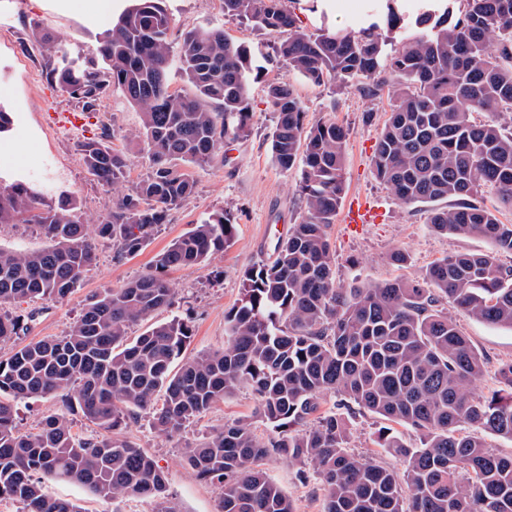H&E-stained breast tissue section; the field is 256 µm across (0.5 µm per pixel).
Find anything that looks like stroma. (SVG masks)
<instances>
[{"mask_svg":"<svg viewBox=\"0 0 512 512\" xmlns=\"http://www.w3.org/2000/svg\"><path fill=\"white\" fill-rule=\"evenodd\" d=\"M372 3L373 0H318L313 5L309 0H300L297 12L303 30L313 34L327 25L355 27L372 19ZM166 5L172 36L199 25L220 24L229 39L257 51L263 76L252 89L251 133L227 144L223 159L194 167L196 187L192 198L171 213L168 223L154 231L136 256L115 258L111 244L97 241V261L74 294L62 301L43 299L17 306V313L28 318L27 330L18 337V344L63 336L79 316L88 295L121 287L146 272L155 257L193 224L224 209L235 218L236 232L229 246L206 266L168 272L175 288L172 303L129 330L134 337L153 323L181 317L190 320L193 327L186 356L222 351L227 342L224 313L241 297L243 270L265 261L263 235L267 227L292 225L299 219L301 169H280L268 150L273 115L266 86L286 73L285 66L272 56L280 34L260 31L225 16L223 0H167ZM37 25L50 31L69 56L76 58L95 46L107 23L90 14L82 0H0V106L14 114L10 132L0 137V173L25 181L44 199L65 193L77 200L86 215L106 214L114 193L87 174L77 145L110 132L112 147L129 157L123 185L131 187L147 173L144 145L133 138L141 127L140 112L115 90L99 101L85 128L69 135L59 129L64 114L80 111L81 106L52 84L49 59L33 33ZM295 89L303 102L307 123L329 118L348 131L346 199L358 198L383 209L379 221L357 230L340 217L327 227L338 287H361L393 279L416 282L438 259L489 251L490 245L483 238L437 232L427 222L425 205L403 204L375 180L371 155L392 108L390 97L367 98L353 87L335 91L300 78L295 81ZM398 249L407 254L405 264L392 260ZM443 308L461 325L484 361L482 377L470 387L472 395L486 398L500 391L497 368L501 362L512 361V330L470 318L449 302ZM255 406L252 393L243 388L173 436H158L145 418L125 422L122 433L154 456L167 476L168 494L182 512H219L218 486L199 479L186 465L184 453L214 428L253 415ZM385 425V420L375 414L353 413L348 449L403 472L402 458L377 445L378 432ZM261 465L292 500L296 512H323L322 491L314 478L301 476V463L272 452ZM42 483L49 495L76 502L85 512H155L154 502L148 499L115 503L66 482L46 477Z\"/></svg>","mask_w":512,"mask_h":512,"instance_id":"obj_1","label":"stroma"}]
</instances>
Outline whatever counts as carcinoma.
I'll return each instance as SVG.
<instances>
[{"label": "carcinoma", "instance_id": "obj_1", "mask_svg": "<svg viewBox=\"0 0 512 512\" xmlns=\"http://www.w3.org/2000/svg\"><path fill=\"white\" fill-rule=\"evenodd\" d=\"M286 2L224 0V14L286 34L276 58L316 86L354 84L365 96L388 88L395 103L373 153L375 178L404 204H434L435 230L480 236L491 251L434 262L425 288L403 280L336 287L326 228L346 192L347 132L331 119L305 124L303 103L284 77L267 85L276 113L269 150L283 170L301 164L305 208L278 238L276 258L243 271L242 297L224 313V351L184 358L192 337L184 318L132 340L127 331L170 304L168 271L204 266L231 243L227 210L174 240L151 271L88 296L64 336L17 346L26 317L4 308L76 292L96 261V238L111 242L118 258L136 255L194 194L190 167L224 158L225 138L249 136L251 88L261 75L254 52L222 27L186 30L172 45L166 0H131L82 60L35 26L53 58L50 79L84 111H95L112 89L139 109L135 138L146 144L149 173L96 221L71 197L49 204L25 182L0 175V224L24 216L49 240L38 250L0 248V345H11L0 356V500L20 502L23 512H84L48 496L35 478L41 472L99 497L151 498L156 512H181L154 457L112 431L122 418L144 415L169 437L248 387L257 416L275 431L269 442L259 443L253 419L243 417L186 449L197 476L222 489L221 512H295L259 465L272 450L310 468L323 512H512V457L462 430L473 425L512 440V361L498 369L508 396L471 397L483 359L440 308L449 299L472 318L512 329V267L496 257L512 253V224L472 200L478 188L492 187L512 209V132L497 120L512 113V0H452L453 9L426 3L414 18L387 0L383 28L374 22L312 35ZM176 67L192 94L171 90ZM475 112L492 118L476 123ZM78 150L98 183L125 179L123 152L92 138ZM448 199L458 204L435 206ZM329 394L340 396V407L355 404L421 432L417 448L390 428L379 433L377 445L404 458L403 474L348 452V418L334 408L317 415ZM44 398L59 400L64 411L19 433L14 401ZM70 413L106 434L77 436ZM313 415L308 430L290 431Z\"/></svg>", "mask_w": 512, "mask_h": 512}]
</instances>
